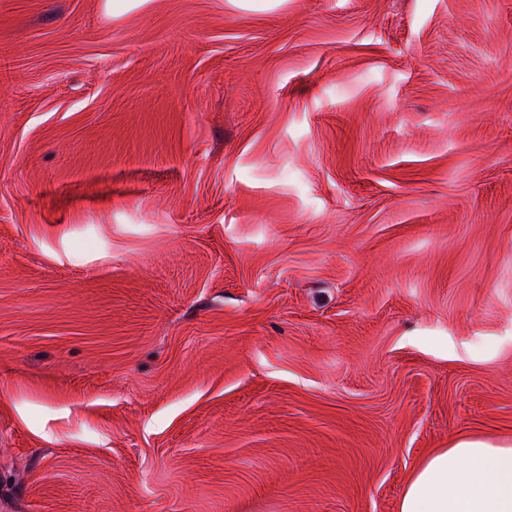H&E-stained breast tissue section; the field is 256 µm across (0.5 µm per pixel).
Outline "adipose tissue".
<instances>
[{
    "label": "adipose tissue",
    "mask_w": 512,
    "mask_h": 512,
    "mask_svg": "<svg viewBox=\"0 0 512 512\" xmlns=\"http://www.w3.org/2000/svg\"><path fill=\"white\" fill-rule=\"evenodd\" d=\"M398 512H512V442L464 436L411 471Z\"/></svg>",
    "instance_id": "1"
}]
</instances>
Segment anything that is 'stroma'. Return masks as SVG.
<instances>
[{
	"mask_svg": "<svg viewBox=\"0 0 512 512\" xmlns=\"http://www.w3.org/2000/svg\"><path fill=\"white\" fill-rule=\"evenodd\" d=\"M512 440V0H0V512H398Z\"/></svg>",
	"mask_w": 512,
	"mask_h": 512,
	"instance_id": "1",
	"label": "stroma"
}]
</instances>
